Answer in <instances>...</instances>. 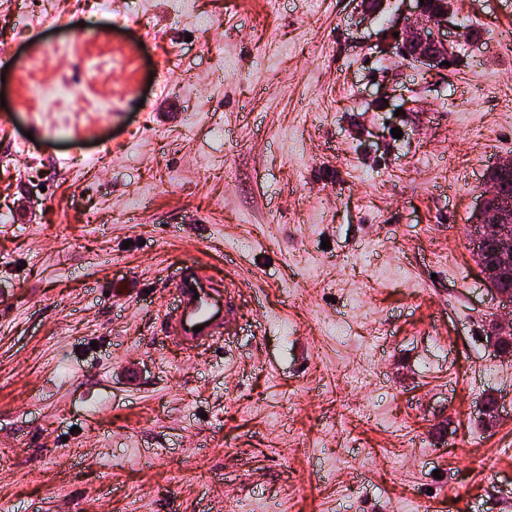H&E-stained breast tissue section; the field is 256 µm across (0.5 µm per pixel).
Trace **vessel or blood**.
Wrapping results in <instances>:
<instances>
[{
  "instance_id": "obj_1",
  "label": "vessel or blood",
  "mask_w": 512,
  "mask_h": 512,
  "mask_svg": "<svg viewBox=\"0 0 512 512\" xmlns=\"http://www.w3.org/2000/svg\"><path fill=\"white\" fill-rule=\"evenodd\" d=\"M168 289L174 303L162 306L159 316L166 339L187 353L220 343L236 312L228 287L215 281L203 262L194 260L181 268Z\"/></svg>"
}]
</instances>
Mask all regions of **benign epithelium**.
<instances>
[{
    "label": "benign epithelium",
    "instance_id": "obj_1",
    "mask_svg": "<svg viewBox=\"0 0 512 512\" xmlns=\"http://www.w3.org/2000/svg\"><path fill=\"white\" fill-rule=\"evenodd\" d=\"M418 12L403 18L399 27V36L395 38L399 56L428 68H439L448 60L451 45L444 35L448 27V12L429 4V0L417 4ZM495 191L488 187L482 202L476 210L480 223L470 226V236L474 250L488 239L497 242L502 257L501 272L512 274V236L504 229V225L512 222V209L492 210L487 208L486 201Z\"/></svg>",
    "mask_w": 512,
    "mask_h": 512
}]
</instances>
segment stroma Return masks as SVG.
Segmentation results:
<instances>
[{
    "label": "stroma",
    "mask_w": 512,
    "mask_h": 512,
    "mask_svg": "<svg viewBox=\"0 0 512 512\" xmlns=\"http://www.w3.org/2000/svg\"><path fill=\"white\" fill-rule=\"evenodd\" d=\"M31 2L0 0V512H512L468 236L512 0H448L478 34L434 74L391 49L407 0ZM90 76L111 111L29 92ZM193 258L238 311L190 356L158 317Z\"/></svg>",
    "instance_id": "obj_1"
}]
</instances>
